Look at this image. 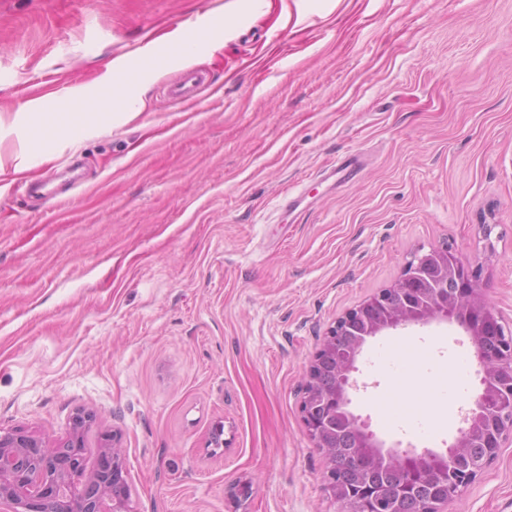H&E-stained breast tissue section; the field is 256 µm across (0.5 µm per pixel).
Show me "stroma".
Masks as SVG:
<instances>
[{
	"mask_svg": "<svg viewBox=\"0 0 512 512\" xmlns=\"http://www.w3.org/2000/svg\"><path fill=\"white\" fill-rule=\"evenodd\" d=\"M222 16L197 104L170 102L179 37ZM110 64L146 83L139 112L114 101L43 162L27 103L63 113ZM442 245L512 323V0H0V428L57 444L93 411L87 461L118 433L135 512H339L304 370ZM357 367L352 411L404 450H446L478 391L455 325ZM444 512H512V446Z\"/></svg>",
	"mask_w": 512,
	"mask_h": 512,
	"instance_id": "1",
	"label": "stroma"
}]
</instances>
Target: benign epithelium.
Instances as JSON below:
<instances>
[{"label": "benign epithelium", "mask_w": 512, "mask_h": 512, "mask_svg": "<svg viewBox=\"0 0 512 512\" xmlns=\"http://www.w3.org/2000/svg\"><path fill=\"white\" fill-rule=\"evenodd\" d=\"M432 322L459 326L474 348L480 388L444 452L387 448L350 409L352 374L368 341ZM349 344L348 355L337 351ZM301 413L314 447L329 461L324 488L356 512H441L512 443V330L485 299L482 265L446 246L407 261L401 278L336 318L307 366ZM91 412L78 411L67 439L52 446L22 428L0 429V504L11 512H132L123 448L107 435L87 466Z\"/></svg>", "instance_id": "benign-epithelium-1"}]
</instances>
